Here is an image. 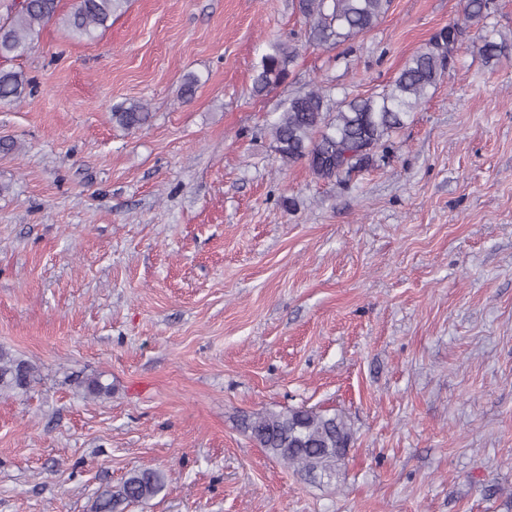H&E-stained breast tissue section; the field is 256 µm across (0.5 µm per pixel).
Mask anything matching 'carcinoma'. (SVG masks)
<instances>
[{"label":"carcinoma","mask_w":512,"mask_h":512,"mask_svg":"<svg viewBox=\"0 0 512 512\" xmlns=\"http://www.w3.org/2000/svg\"><path fill=\"white\" fill-rule=\"evenodd\" d=\"M125 0H73L61 14L59 0H11L5 22H0V59L18 57L48 22L57 20L72 37H94L107 26ZM392 0H292L293 8L309 25L308 41L315 45L339 46L375 28ZM490 0H465L464 24H478L488 17ZM462 34L454 23L442 29L437 39L409 58L397 76L381 92L333 100L320 85L289 98L270 122L275 151L288 165L308 164L322 179L340 177L372 161L375 152L387 148L392 135L437 87L447 62ZM506 41L484 39L480 53L485 63L499 60ZM297 48L283 43L269 45L253 78V93L260 96L282 83ZM28 85L23 74L0 70V102L20 98ZM114 120L126 127L146 124L151 113L132 103L118 106ZM36 380V367L27 359L0 347V394L24 392ZM241 427L255 444L271 457L293 468L309 480L331 478L339 470L353 442V430L341 413L314 408L288 407L261 410L241 419ZM166 476L159 469L130 473L122 483L103 490L95 512H124L134 503L149 501L162 492Z\"/></svg>","instance_id":"1"}]
</instances>
